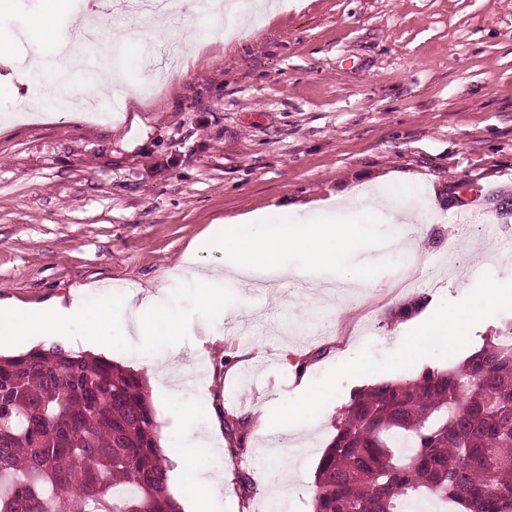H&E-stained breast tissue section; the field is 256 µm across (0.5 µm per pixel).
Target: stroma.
<instances>
[{
  "mask_svg": "<svg viewBox=\"0 0 512 512\" xmlns=\"http://www.w3.org/2000/svg\"><path fill=\"white\" fill-rule=\"evenodd\" d=\"M85 2L0 0V37L16 38L18 55L0 66V113L34 108L24 67L69 36ZM210 3L138 12L159 65H127L131 96L0 125V302L90 309L106 291H158L181 331L117 330L102 353L151 387L155 364L169 363L177 392L150 398L174 493L193 469L219 484V512H311L317 464L354 390L458 363L512 320V301L500 303L452 345L407 350L422 322L455 314L487 280L512 285V0H288L230 43ZM49 10L55 35L25 36ZM127 21L102 17L99 44L66 75L72 87L111 56ZM163 27L203 32L197 58L158 37ZM374 183L420 221L380 216L336 263L276 288L228 282L212 304L181 273L215 221L286 207L303 222L300 205ZM400 235L420 245V272L389 253L369 270L374 287L332 301L324 283ZM417 300L423 320L401 316ZM311 393L320 412L283 427ZM217 410L233 430L208 431ZM190 444L198 451L183 459Z\"/></svg>",
  "mask_w": 512,
  "mask_h": 512,
  "instance_id": "stroma-1",
  "label": "stroma"
}]
</instances>
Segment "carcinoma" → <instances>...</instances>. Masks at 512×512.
<instances>
[{"label":"carcinoma","mask_w":512,"mask_h":512,"mask_svg":"<svg viewBox=\"0 0 512 512\" xmlns=\"http://www.w3.org/2000/svg\"><path fill=\"white\" fill-rule=\"evenodd\" d=\"M512 323L462 362L353 395L312 512L434 498L512 512ZM138 373L60 345L0 356V512H183Z\"/></svg>","instance_id":"1"}]
</instances>
